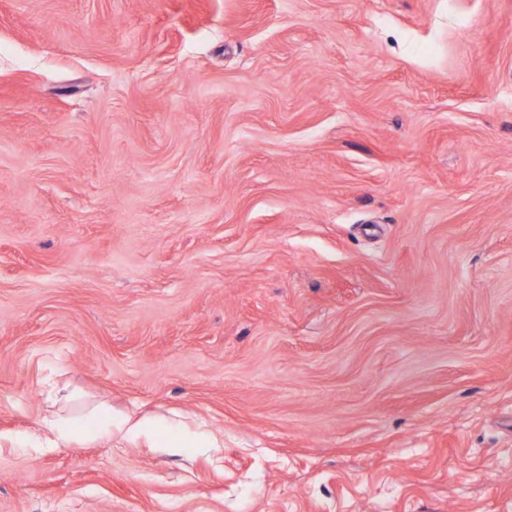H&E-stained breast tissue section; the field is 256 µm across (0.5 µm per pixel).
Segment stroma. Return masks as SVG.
Segmentation results:
<instances>
[{
  "instance_id": "stroma-1",
  "label": "stroma",
  "mask_w": 512,
  "mask_h": 512,
  "mask_svg": "<svg viewBox=\"0 0 512 512\" xmlns=\"http://www.w3.org/2000/svg\"><path fill=\"white\" fill-rule=\"evenodd\" d=\"M0 512H512V0H0ZM164 429L175 430L180 433L181 437L164 439L160 434ZM115 432L121 433L125 437L142 438L150 448H184L183 436L187 433L182 423L163 418L152 420L116 419L112 423V418L108 417L97 430L98 436L107 440H112V435ZM45 426L49 432L45 436H32L24 440L27 448H33L35 452H44L51 448H60L62 444L69 443L71 439L70 429L61 420H46Z\"/></svg>"
}]
</instances>
